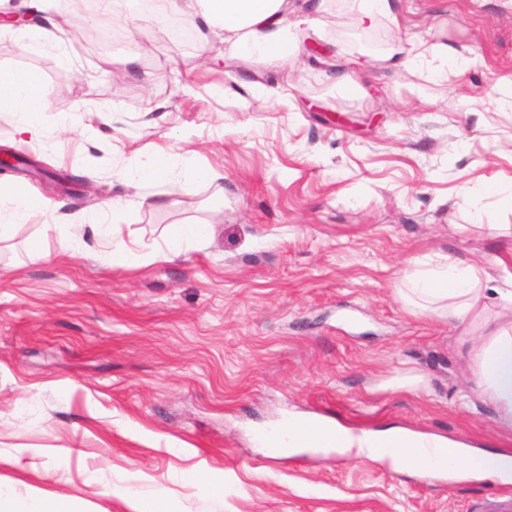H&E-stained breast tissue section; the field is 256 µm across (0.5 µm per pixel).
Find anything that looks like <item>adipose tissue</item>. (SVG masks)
<instances>
[{
    "label": "adipose tissue",
    "instance_id": "1",
    "mask_svg": "<svg viewBox=\"0 0 512 512\" xmlns=\"http://www.w3.org/2000/svg\"><path fill=\"white\" fill-rule=\"evenodd\" d=\"M201 13L188 15L187 26L218 21L225 41L239 54L258 60H287L296 42L308 38L322 8L320 0H198ZM42 107L41 77L34 71L0 70V111L11 112L19 133L38 134ZM506 282L491 289V274L476 262L446 258L406 275L402 296L412 313L447 317L451 326H467L460 341L467 349L474 394L490 404L497 426L512 433V264L494 258ZM461 439L417 434L403 428L354 433L336 428L337 453L390 459L395 468L424 478L444 472L482 479L512 471V455L468 452Z\"/></svg>",
    "mask_w": 512,
    "mask_h": 512
}]
</instances>
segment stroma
I'll list each match as a JSON object with an SVG mask.
<instances>
[{
	"instance_id": "obj_1",
	"label": "stroma",
	"mask_w": 512,
	"mask_h": 512,
	"mask_svg": "<svg viewBox=\"0 0 512 512\" xmlns=\"http://www.w3.org/2000/svg\"><path fill=\"white\" fill-rule=\"evenodd\" d=\"M69 5L0 26V69L37 71L44 101L34 139L0 112V148L45 170L0 182L53 203L0 207V486L19 512L36 495L133 512L127 486L177 512H474L512 494L255 441L301 412L512 453L470 393L459 329L398 293L416 258L512 259V236L482 230L512 225L491 194L512 186V8L394 0L368 27L365 0H325L309 46L257 62L218 25L168 45L135 0L91 9L106 46L79 50ZM402 26L430 51L386 66ZM178 224L209 232L173 255ZM129 248L137 262L113 264Z\"/></svg>"
}]
</instances>
